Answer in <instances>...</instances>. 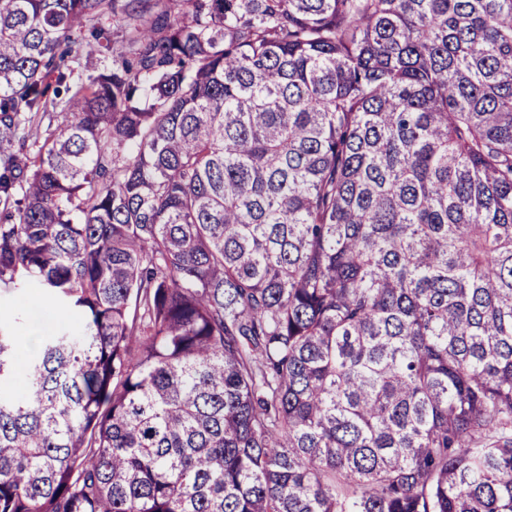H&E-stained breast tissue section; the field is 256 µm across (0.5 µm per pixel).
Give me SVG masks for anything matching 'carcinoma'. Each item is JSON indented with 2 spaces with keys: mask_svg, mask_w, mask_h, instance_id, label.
<instances>
[{
  "mask_svg": "<svg viewBox=\"0 0 512 512\" xmlns=\"http://www.w3.org/2000/svg\"><path fill=\"white\" fill-rule=\"evenodd\" d=\"M0 204V512H512V0H0ZM15 301L27 308L32 327L39 330L50 331L72 319L56 310L49 302L40 300L37 297L18 293L15 296Z\"/></svg>",
  "mask_w": 512,
  "mask_h": 512,
  "instance_id": "obj_1",
  "label": "carcinoma"
}]
</instances>
